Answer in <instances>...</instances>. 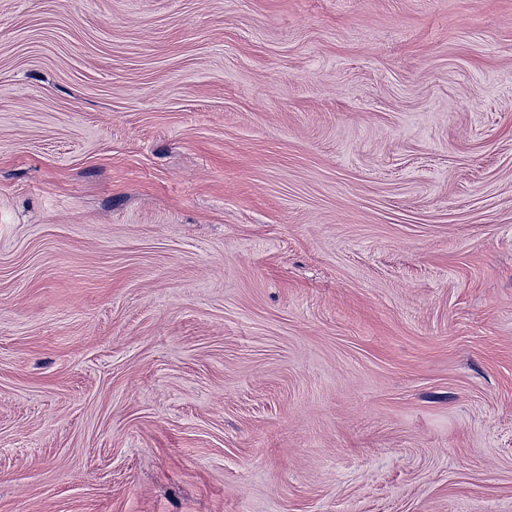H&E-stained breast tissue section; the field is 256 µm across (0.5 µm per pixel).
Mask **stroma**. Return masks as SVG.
Segmentation results:
<instances>
[{"mask_svg": "<svg viewBox=\"0 0 512 512\" xmlns=\"http://www.w3.org/2000/svg\"><path fill=\"white\" fill-rule=\"evenodd\" d=\"M0 512H512V0H0Z\"/></svg>", "mask_w": 512, "mask_h": 512, "instance_id": "35a3bbf8", "label": "stroma"}]
</instances>
